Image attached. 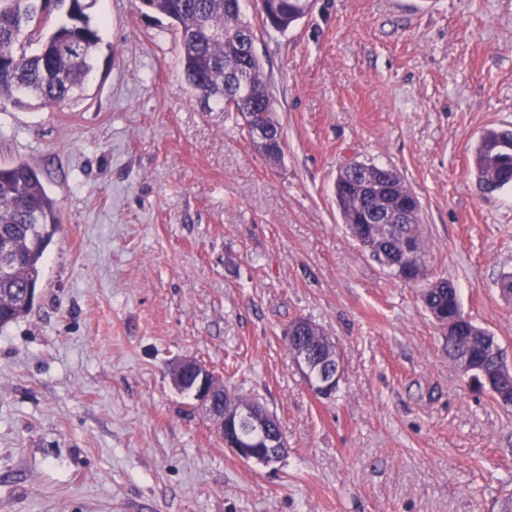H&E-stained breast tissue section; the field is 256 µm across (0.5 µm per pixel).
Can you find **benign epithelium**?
Listing matches in <instances>:
<instances>
[{
    "instance_id": "1",
    "label": "benign epithelium",
    "mask_w": 512,
    "mask_h": 512,
    "mask_svg": "<svg viewBox=\"0 0 512 512\" xmlns=\"http://www.w3.org/2000/svg\"><path fill=\"white\" fill-rule=\"evenodd\" d=\"M416 258V253L408 251L405 256L388 255L384 257V267L397 278H405L406 267ZM307 329L306 322L299 320L288 327L284 335L285 344L289 348L292 361L303 373H309L310 364L316 359V352L306 345H297L298 339ZM497 377L492 382L484 379L476 372L464 365L459 367L462 376L474 386L487 390L501 404H512V365L507 363L504 355L500 354L493 359ZM170 383L176 391H181L184 384H191V391L198 406L207 412H213L220 398L226 397L228 388L223 378L202 365L195 358L185 356L170 363L166 368ZM320 375L310 380L312 391L318 397L325 398L329 391L336 387L340 381L341 368L332 364L319 365ZM263 421L268 429L263 440H253L242 433V425L246 420ZM220 439L224 447L230 449L237 457L244 461L270 465L281 457L284 439L276 428L273 416L265 409L258 408L247 414L241 412L237 405L224 402V416L219 429Z\"/></svg>"
}]
</instances>
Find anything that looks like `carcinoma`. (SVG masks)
Masks as SVG:
<instances>
[{
  "instance_id": "1",
  "label": "carcinoma",
  "mask_w": 512,
  "mask_h": 512,
  "mask_svg": "<svg viewBox=\"0 0 512 512\" xmlns=\"http://www.w3.org/2000/svg\"><path fill=\"white\" fill-rule=\"evenodd\" d=\"M69 2L67 20L54 11ZM148 17L160 13L171 20L181 47L183 72L190 92L208 107L214 101L243 120L248 136L261 121L278 136L271 92L259 102L247 92L269 88L258 57L249 51L253 25L242 14L240 0H137ZM263 24L285 31L310 11L311 0H260ZM36 42L30 53L27 45ZM101 38L84 13L81 0H0V106L35 98L45 106L63 107L76 100L93 69ZM474 169L480 187L494 192L512 186V130L489 128L474 148ZM411 194L391 168L355 162L339 171L334 195L344 224L370 222L387 213L377 205L382 197L400 210L401 194ZM414 211L400 230L361 243L376 260L381 254L401 255L407 247L426 262L421 229V203L411 198ZM60 228L57 202L46 191L37 171L25 163L0 165V327L26 316L32 309L27 290L42 276L45 252ZM450 281H434L430 305L444 315L461 308L458 290ZM473 334V345L448 346L454 366L466 360L492 375L491 357L498 342L491 333L468 323L462 334Z\"/></svg>"
}]
</instances>
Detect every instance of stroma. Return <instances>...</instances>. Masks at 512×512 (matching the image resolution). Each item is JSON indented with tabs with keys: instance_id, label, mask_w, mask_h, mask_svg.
Returning a JSON list of instances; mask_svg holds the SVG:
<instances>
[{
	"instance_id": "stroma-1",
	"label": "stroma",
	"mask_w": 512,
	"mask_h": 512,
	"mask_svg": "<svg viewBox=\"0 0 512 512\" xmlns=\"http://www.w3.org/2000/svg\"><path fill=\"white\" fill-rule=\"evenodd\" d=\"M102 38L79 101L5 105L0 164L60 208L39 295L0 328V512H497L512 406L469 386L420 288L349 235L333 186L394 169L422 205L427 276L512 361V189L472 152L512 129V0H313L297 25L241 0L283 130L279 162L183 79L168 19L82 0ZM309 320L342 375L315 397L283 333ZM273 414L286 453L236 457L171 361Z\"/></svg>"
}]
</instances>
